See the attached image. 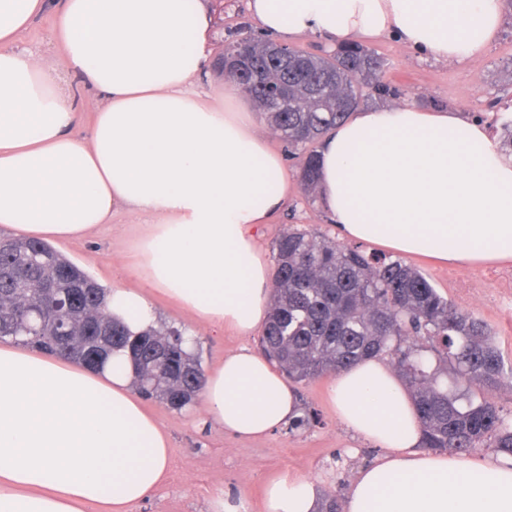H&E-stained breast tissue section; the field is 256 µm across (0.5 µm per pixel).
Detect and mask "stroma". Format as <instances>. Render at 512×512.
Instances as JSON below:
<instances>
[{
    "mask_svg": "<svg viewBox=\"0 0 512 512\" xmlns=\"http://www.w3.org/2000/svg\"><path fill=\"white\" fill-rule=\"evenodd\" d=\"M503 14V25L493 43L469 62L438 63L392 39L372 42V49L386 62L385 81L399 91L398 102L459 111L488 124L490 130H499L504 121L512 119V8L504 9ZM245 29L255 34L260 31L248 0H219L211 57H218L225 44ZM291 228L317 229L331 237L336 234L319 201L308 199L300 189L290 195L270 224L263 226L259 244L264 252L272 253L276 239ZM138 233V225L120 224L87 239L57 242L56 247L94 279L143 290L162 321L193 329L202 342L203 368H211L242 344L256 346V339L245 341L232 332L216 331L192 320L160 295L137 268ZM413 264L449 301L496 331L505 360L512 364V283L502 279L503 273L512 274V262L466 266L417 258ZM329 381L325 375L296 386L301 405L319 413L321 426L293 434L283 426L257 441L205 424L200 405L176 412L161 403L146 402V409L171 437V477L133 512H206L207 498L219 485L241 496L249 512H262L264 483L281 474L312 480L321 477L324 490L346 491L356 464L374 460L379 450L354 438L338 423L326 398Z\"/></svg>",
    "mask_w": 512,
    "mask_h": 512,
    "instance_id": "obj_1",
    "label": "stroma"
}]
</instances>
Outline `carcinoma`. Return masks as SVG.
<instances>
[{
  "instance_id": "carcinoma-1",
  "label": "carcinoma",
  "mask_w": 512,
  "mask_h": 512,
  "mask_svg": "<svg viewBox=\"0 0 512 512\" xmlns=\"http://www.w3.org/2000/svg\"><path fill=\"white\" fill-rule=\"evenodd\" d=\"M274 43L252 34L225 49L250 52L266 82L288 85V110L269 111L263 85L235 79L269 126L299 159V180L317 193L315 144L371 97L397 90L382 80L384 61L351 44L319 54L295 50L284 62ZM0 340L11 339L91 366L127 357L134 391L175 411L188 409L204 383L200 353L184 349L186 330L165 323L135 334L106 313L104 289L48 242L0 232ZM264 354L294 382L318 379L365 358L389 361L411 392L422 447L467 453L489 448L512 456V416L476 391L512 381L488 325L441 295L399 258L339 245L314 230H293L274 245ZM65 327V335L59 327ZM453 377L448 388L444 377ZM320 424L304 409L294 433ZM317 512H342V495L323 493Z\"/></svg>"
}]
</instances>
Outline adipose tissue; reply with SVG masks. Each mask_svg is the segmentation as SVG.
Returning a JSON list of instances; mask_svg holds the SVG:
<instances>
[{
    "label": "adipose tissue",
    "instance_id": "adipose-tissue-1",
    "mask_svg": "<svg viewBox=\"0 0 512 512\" xmlns=\"http://www.w3.org/2000/svg\"><path fill=\"white\" fill-rule=\"evenodd\" d=\"M501 0H249L265 31L332 44L395 38L438 63L478 57L503 24ZM47 0H0V225L74 239L115 215L143 228L137 263L194 319L246 337L264 327L272 268L255 230L294 184L233 82L202 88L208 0H60L50 40L67 73L22 46ZM79 77L96 96L77 97ZM87 138L74 136L81 110ZM320 202L341 239L401 256L512 262V159L487 127L410 104L355 112L318 150ZM132 330L158 313L135 288L108 291ZM337 420L381 448L343 512H512V460L421 449L413 399L379 358L336 373ZM203 411L261 439L296 418L295 389L243 347L208 372ZM170 437L131 389L121 357L100 370L0 342V512H131L170 480ZM319 485L267 481L264 512H316Z\"/></svg>",
    "mask_w": 512,
    "mask_h": 512
}]
</instances>
